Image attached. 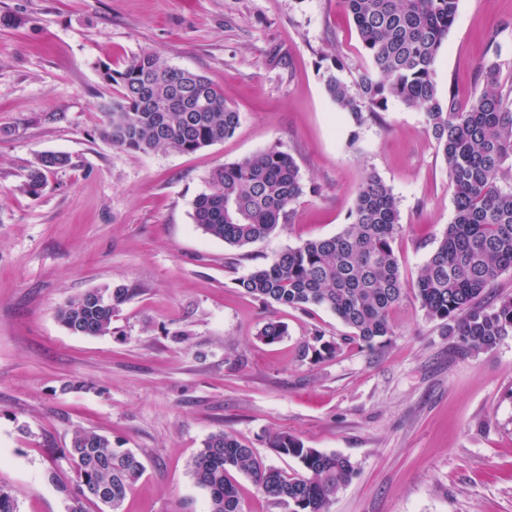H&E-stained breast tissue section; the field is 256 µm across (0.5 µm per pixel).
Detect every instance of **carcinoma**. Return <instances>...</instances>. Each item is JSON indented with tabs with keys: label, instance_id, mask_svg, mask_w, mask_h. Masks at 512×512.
<instances>
[{
	"label": "carcinoma",
	"instance_id": "obj_1",
	"mask_svg": "<svg viewBox=\"0 0 512 512\" xmlns=\"http://www.w3.org/2000/svg\"><path fill=\"white\" fill-rule=\"evenodd\" d=\"M352 17L371 70L352 91L334 74L325 90L336 107L360 125L395 99L423 111L427 131L448 167L454 216L423 264L413 293L424 315L448 326L468 350H488L512 335V294L483 305L487 291L512 269V92L501 88L499 64L481 69L483 87L467 109L453 90L439 94L433 80L439 50L453 27L459 0H338ZM103 80L117 89L103 113L101 136L120 151L192 153L233 135L241 115L206 76L176 68L152 51L121 67L106 66ZM61 153H44L21 186L37 195L47 174L69 165ZM306 192L295 159L275 147L209 172L206 190L193 203L194 223L208 236L245 248L273 235ZM397 200L378 175L359 188L349 222L334 236L306 240L276 255L238 281L265 307L332 311L352 330L349 339L373 348L391 332L390 311L407 293L393 249ZM134 289L90 291L58 307L56 318L70 333L105 336L112 318ZM287 328L270 320L259 338L282 339ZM270 445L296 459L298 476L263 465L232 433L212 434L192 458L195 484L209 494L208 512H242L234 473L251 478L272 504L288 512H328L356 468L349 458L306 448L283 433ZM65 456L75 469L68 512H121L127 493L144 472L129 449L112 447L95 431L75 432Z\"/></svg>",
	"mask_w": 512,
	"mask_h": 512
}]
</instances>
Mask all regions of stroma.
<instances>
[{
  "instance_id": "35a3bbf8",
  "label": "stroma",
  "mask_w": 512,
  "mask_h": 512,
  "mask_svg": "<svg viewBox=\"0 0 512 512\" xmlns=\"http://www.w3.org/2000/svg\"><path fill=\"white\" fill-rule=\"evenodd\" d=\"M0 483L20 512H67L75 429L107 435L145 466L122 512H205L189 471L212 434H236L264 465L300 474L274 432L344 455L357 474L330 512H512V336L462 351L414 295L375 348L329 310L266 308L239 279L281 251L330 237L377 174L398 201L393 243L413 283L454 215L448 168L420 109L389 101L354 125L325 92L370 68L337 0H0ZM497 33L512 90V0H460L434 67L468 107ZM144 51L204 74L241 114L193 153L125 152L100 132L115 91L101 76ZM271 147L306 193L270 238L237 249L192 219L204 179ZM45 152L70 156L40 196L21 191ZM126 286L105 336L69 333L66 300ZM288 334H258L269 319ZM340 342L303 356L314 336Z\"/></svg>"
}]
</instances>
